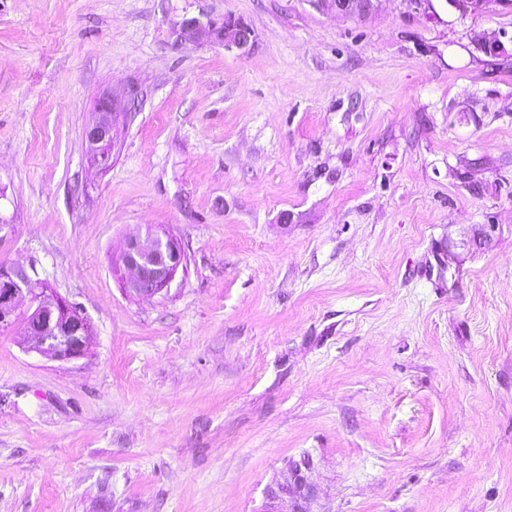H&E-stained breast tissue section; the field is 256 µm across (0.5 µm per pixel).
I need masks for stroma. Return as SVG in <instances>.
<instances>
[{"label": "stroma", "instance_id": "1", "mask_svg": "<svg viewBox=\"0 0 512 512\" xmlns=\"http://www.w3.org/2000/svg\"><path fill=\"white\" fill-rule=\"evenodd\" d=\"M1 263L92 342L0 329V512H512V7L0 0ZM317 10L344 17H365L372 13L380 0H311ZM179 27L182 33L202 44H223L224 48H235L241 54L248 53L255 42L254 29L241 18L231 15H225L222 20L183 18ZM116 112L108 102L98 104L95 119L87 126L85 138L94 152L97 164L108 167L112 158ZM184 255L177 241L164 233H148L144 239H131L112 273L122 277L125 291L140 298H152L168 290Z\"/></svg>", "mask_w": 512, "mask_h": 512}]
</instances>
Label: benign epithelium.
Segmentation results:
<instances>
[{"mask_svg":"<svg viewBox=\"0 0 512 512\" xmlns=\"http://www.w3.org/2000/svg\"><path fill=\"white\" fill-rule=\"evenodd\" d=\"M380 0H311L314 8L344 17H365ZM181 32L202 44H222L246 54L255 42L254 29L231 15L217 20L198 17L179 22ZM116 113L108 102L98 104L95 119L87 126L85 138L97 164L110 165ZM184 255L177 241L165 234L149 233L130 240L112 271L122 278L125 291L140 298H152L167 290ZM35 266L0 265V329L11 327L17 312L27 317L26 349L57 360L80 358L88 350L89 323L81 307L59 296L47 282L35 278Z\"/></svg>","mask_w":512,"mask_h":512,"instance_id":"obj_1","label":"benign epithelium"}]
</instances>
